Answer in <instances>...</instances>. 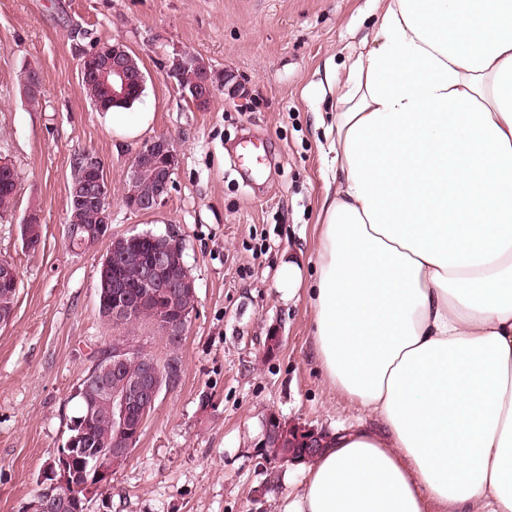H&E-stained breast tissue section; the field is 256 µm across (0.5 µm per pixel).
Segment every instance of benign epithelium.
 Returning a JSON list of instances; mask_svg holds the SVG:
<instances>
[{
	"mask_svg": "<svg viewBox=\"0 0 512 512\" xmlns=\"http://www.w3.org/2000/svg\"><path fill=\"white\" fill-rule=\"evenodd\" d=\"M132 59L128 47L121 41L98 47L95 54L85 56L80 68L81 81L96 79L102 85L105 95L112 102H123L129 98L132 84L144 85L142 70L130 69ZM184 61L182 54L175 51L166 65V75L174 83L182 80ZM184 96L199 108L207 106L216 90L230 95L238 94L240 83L231 72L218 76L208 66L198 70L196 79L190 85L181 86ZM82 172L72 181L73 201L96 207L99 223L86 230L83 240L88 247H94L109 239L112 242L109 259L127 258V242L132 237L110 235L111 198L103 193L108 183L104 162L91 154L80 160ZM180 167V154L171 139L159 137L140 148L130 159L125 181V203L128 208L142 214L157 211L168 199L174 187V175ZM149 181V193L139 191L143 181ZM168 245H160L146 265L138 267L139 278L146 288H159L170 281L173 287L165 290L170 295L196 296L195 283L191 276L177 277L169 272ZM110 314L115 319L125 318L144 307L145 302L127 303L112 297ZM162 332L166 336H182L187 329L185 316L169 318L160 316ZM179 372L166 366L151 355L137 352L126 345L117 350H108L96 356L87 375L81 381L82 387L74 394L82 395L89 388L95 389L96 400L88 403V410L103 403L109 411L111 421L117 426L111 450L104 455H92L87 450L83 434H78L59 449L58 455L50 461L41 476V491L27 503L25 512H75L74 507L81 498L107 487L112 473L117 470L113 460L130 454L146 414L155 407L161 393L174 387ZM122 386V392L112 395V382ZM283 433L302 448L296 453L271 460L278 465H295L301 460L316 456L322 450L318 431L300 425H286L276 416H269L263 437V446L278 440Z\"/></svg>",
	"mask_w": 512,
	"mask_h": 512,
	"instance_id": "1",
	"label": "benign epithelium"
}]
</instances>
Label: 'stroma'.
Segmentation results:
<instances>
[{"label": "stroma", "instance_id": "35a3bbf8", "mask_svg": "<svg viewBox=\"0 0 512 512\" xmlns=\"http://www.w3.org/2000/svg\"><path fill=\"white\" fill-rule=\"evenodd\" d=\"M375 13L376 0H0V158L20 175L15 212L0 220V259L19 272L12 319L0 325V512H23L38 490L98 351L123 336L156 357L168 352L153 323L100 317L105 245L68 246L73 159L85 151L103 160L112 185V235L175 231L196 287L181 381L160 395L86 512H282L302 471L280 467L267 485V417L320 431L366 419L326 382L309 301L283 299L275 272L290 259L314 267L329 187L314 115L332 112L327 76H345ZM118 40L145 75L128 113L149 119L133 136L113 129L79 78L85 53ZM177 48L234 73L242 95L219 90L197 109L162 68ZM30 67L42 77L36 108L21 86ZM161 136L181 153L174 189L156 212H133L122 201L129 160ZM246 137L259 156L249 177L236 166ZM32 209L41 217L34 251L20 232ZM275 329L283 342L270 355Z\"/></svg>", "mask_w": 512, "mask_h": 512}]
</instances>
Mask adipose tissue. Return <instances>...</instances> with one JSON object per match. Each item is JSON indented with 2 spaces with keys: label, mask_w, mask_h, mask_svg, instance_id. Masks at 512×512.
Segmentation results:
<instances>
[{
  "label": "adipose tissue",
  "mask_w": 512,
  "mask_h": 512,
  "mask_svg": "<svg viewBox=\"0 0 512 512\" xmlns=\"http://www.w3.org/2000/svg\"><path fill=\"white\" fill-rule=\"evenodd\" d=\"M325 129L308 291L328 434L283 512H512V0H376Z\"/></svg>",
  "instance_id": "1"
}]
</instances>
